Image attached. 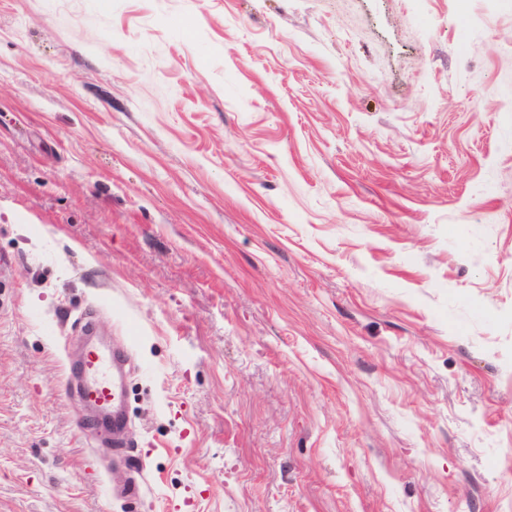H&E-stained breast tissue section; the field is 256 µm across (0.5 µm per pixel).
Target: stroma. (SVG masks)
<instances>
[{
	"label": "stroma",
	"instance_id": "obj_1",
	"mask_svg": "<svg viewBox=\"0 0 512 512\" xmlns=\"http://www.w3.org/2000/svg\"><path fill=\"white\" fill-rule=\"evenodd\" d=\"M0 512H512V0H0ZM118 364V355L112 347L90 339L86 341L78 365L83 388L77 409L80 410L83 404L96 407L104 414L112 409V421L114 424L118 422L116 409L123 398V380Z\"/></svg>",
	"mask_w": 512,
	"mask_h": 512
}]
</instances>
